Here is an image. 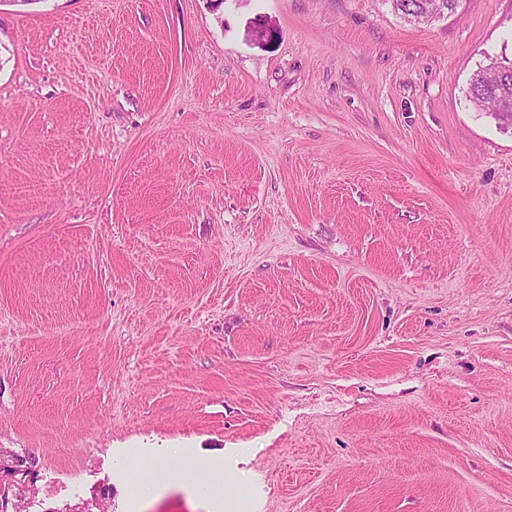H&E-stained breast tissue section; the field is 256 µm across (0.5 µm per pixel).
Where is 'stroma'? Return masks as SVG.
Instances as JSON below:
<instances>
[{
  "mask_svg": "<svg viewBox=\"0 0 512 512\" xmlns=\"http://www.w3.org/2000/svg\"><path fill=\"white\" fill-rule=\"evenodd\" d=\"M512 0H0V448L27 512H512ZM219 465L224 501L139 495ZM512 61L507 58H491L486 66L478 69L471 77L468 96L476 108L485 112H496L500 102L502 112H510V116L494 117L505 124H511L512 113V69L510 67L507 80L490 84L498 71L504 68L502 63ZM191 467L182 466L171 468L162 462H154L146 465L143 469L152 472L153 478L150 480L139 479L138 482L142 489L144 497L152 495L160 487L173 483L204 486L208 495H224V474L219 467H214L208 472L205 480L200 479V466L197 463L191 464Z\"/></svg>",
  "mask_w": 512,
  "mask_h": 512,
  "instance_id": "1",
  "label": "stroma"
}]
</instances>
